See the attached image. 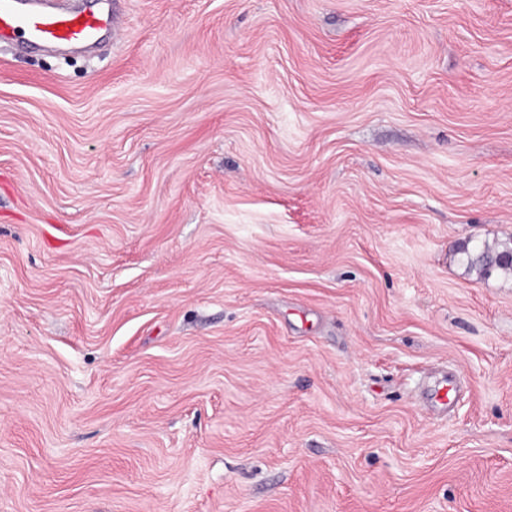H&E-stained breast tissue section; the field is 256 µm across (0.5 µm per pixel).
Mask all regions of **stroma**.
<instances>
[{
  "instance_id": "stroma-1",
  "label": "stroma",
  "mask_w": 512,
  "mask_h": 512,
  "mask_svg": "<svg viewBox=\"0 0 512 512\" xmlns=\"http://www.w3.org/2000/svg\"><path fill=\"white\" fill-rule=\"evenodd\" d=\"M119 9L0 49V512H512V0ZM503 252H512V243L501 245H489L488 243L476 244L464 247L462 253L466 257L469 269L475 270L481 276H489L493 271L512 272V264H495L493 260Z\"/></svg>"
}]
</instances>
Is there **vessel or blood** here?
<instances>
[{"instance_id":"obj_1","label":"vessel or blood","mask_w":512,"mask_h":512,"mask_svg":"<svg viewBox=\"0 0 512 512\" xmlns=\"http://www.w3.org/2000/svg\"><path fill=\"white\" fill-rule=\"evenodd\" d=\"M118 0H94L90 9L35 10L27 0H0V43L28 46L93 47L115 30Z\"/></svg>"}]
</instances>
